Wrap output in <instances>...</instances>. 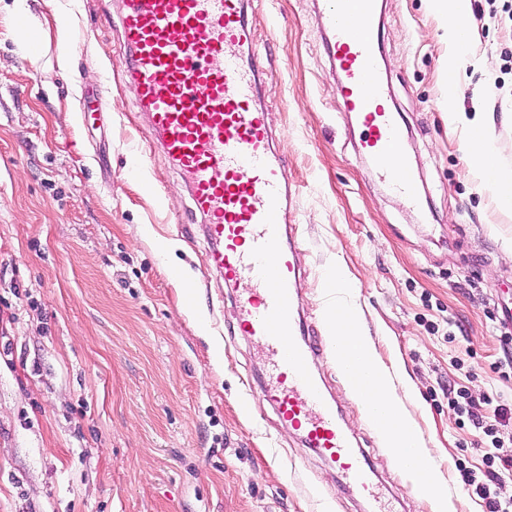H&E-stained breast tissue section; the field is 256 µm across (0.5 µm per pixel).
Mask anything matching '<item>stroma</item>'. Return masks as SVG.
Masks as SVG:
<instances>
[{"mask_svg": "<svg viewBox=\"0 0 512 512\" xmlns=\"http://www.w3.org/2000/svg\"><path fill=\"white\" fill-rule=\"evenodd\" d=\"M0 0V512H366L334 466L261 399L264 353L232 335L236 307L180 176L152 147L125 79L110 0H28L36 48ZM321 0H250L262 105L288 175L301 317L357 316L429 452L450 512H486L457 480L481 469L476 431L443 394L512 403L496 367L512 305V210L477 189L453 112L479 115L512 169V0H469L470 42L448 96L453 23L430 0H382L378 64L406 131L421 209L386 190L349 135L321 39ZM68 20L66 62L57 22ZM106 85L111 108L92 92ZM176 243L174 254L165 243ZM342 264L350 292L332 288ZM197 273L194 302L175 268ZM326 394L369 455L392 512L412 490L335 361Z\"/></svg>", "mask_w": 512, "mask_h": 512, "instance_id": "obj_1", "label": "stroma"}]
</instances>
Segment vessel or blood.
<instances>
[{"label":"vessel or blood","instance_id":"b4317fda","mask_svg":"<svg viewBox=\"0 0 512 512\" xmlns=\"http://www.w3.org/2000/svg\"><path fill=\"white\" fill-rule=\"evenodd\" d=\"M125 75L153 142L188 187L205 219L209 259L237 296L239 333L269 362L262 396L300 432L303 445L336 465L367 512H388L364 452L313 369L322 337L296 311L297 241L287 231L288 181L260 103V71L246 0H118ZM323 40L339 74L338 94L360 128L358 150L411 206L419 202L403 128L388 107L377 65L378 0H329Z\"/></svg>","mask_w":512,"mask_h":512}]
</instances>
